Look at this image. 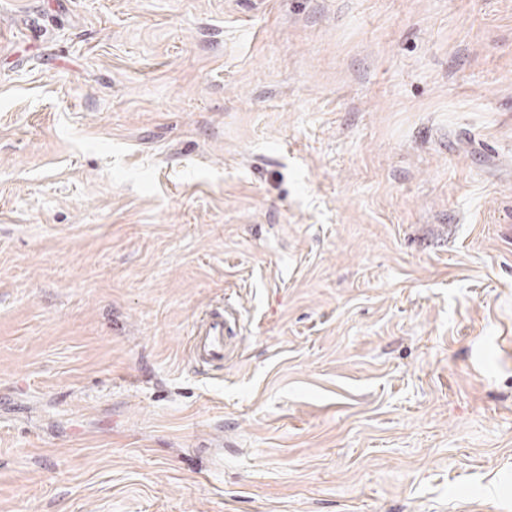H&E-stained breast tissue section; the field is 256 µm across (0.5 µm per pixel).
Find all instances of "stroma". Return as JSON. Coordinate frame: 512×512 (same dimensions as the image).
<instances>
[{
  "instance_id": "stroma-1",
  "label": "stroma",
  "mask_w": 512,
  "mask_h": 512,
  "mask_svg": "<svg viewBox=\"0 0 512 512\" xmlns=\"http://www.w3.org/2000/svg\"><path fill=\"white\" fill-rule=\"evenodd\" d=\"M0 512H512V0H0ZM235 308L225 304L209 310L194 326L191 351L194 361L202 366L219 365L232 353L231 323Z\"/></svg>"
}]
</instances>
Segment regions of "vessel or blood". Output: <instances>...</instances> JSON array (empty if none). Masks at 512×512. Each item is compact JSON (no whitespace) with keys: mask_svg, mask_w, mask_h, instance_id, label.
Listing matches in <instances>:
<instances>
[{"mask_svg":"<svg viewBox=\"0 0 512 512\" xmlns=\"http://www.w3.org/2000/svg\"><path fill=\"white\" fill-rule=\"evenodd\" d=\"M232 305L209 310L195 325L191 335V351L194 361L203 366L219 365L232 352L230 336L234 322Z\"/></svg>","mask_w":512,"mask_h":512,"instance_id":"1","label":"vessel or blood"}]
</instances>
